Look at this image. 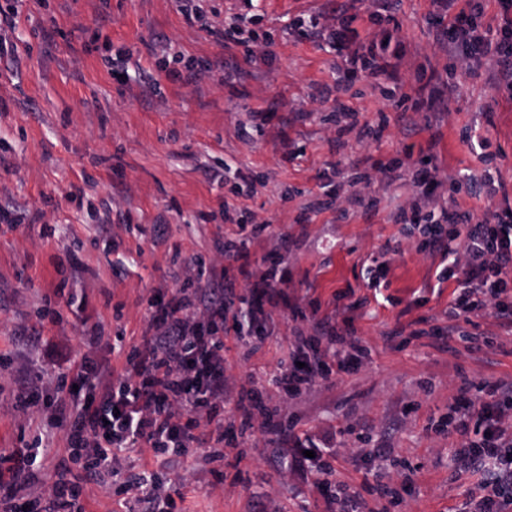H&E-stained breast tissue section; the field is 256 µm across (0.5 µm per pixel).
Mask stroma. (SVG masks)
I'll return each instance as SVG.
<instances>
[{
    "mask_svg": "<svg viewBox=\"0 0 512 512\" xmlns=\"http://www.w3.org/2000/svg\"><path fill=\"white\" fill-rule=\"evenodd\" d=\"M192 4L204 26L186 23L184 0H0V461L39 449L30 470L0 484V506L55 512L52 490L65 483L81 487L86 512H112L123 477L101 483L85 459L69 460L65 432L47 429L46 391L85 357L120 373L141 344L150 296L195 288V256L216 260L215 240L256 220L273 233L250 244L251 262L287 273L306 319L346 310L369 355L289 399L266 374L291 343V313L275 316L250 358L226 337L229 385L251 382L255 416L273 429L242 431L226 404L223 459L187 449L160 481L183 493L186 512H342L316 489L317 469L283 466L275 441L290 428L374 512H465L479 490L454 460L448 407L469 385L512 382V328L481 315L461 336L423 334L448 327L454 287L437 282L438 258L404 238L395 211L414 198L428 160L462 178L446 202L477 215L512 207L477 187L485 165L463 139L481 127L512 189V98L494 91L493 65L467 71L449 55L431 0H398L393 32L407 49L404 92L421 80L443 90L431 112L396 111L388 81L361 77L337 111L340 57L286 26L333 16L345 0ZM251 12L261 22L246 29L272 36L271 58L215 36L226 18ZM117 48L132 53L124 83L108 64ZM182 61L213 69L182 85L167 76ZM353 111L369 137L349 132ZM396 157L397 185L372 179L363 205L351 202L349 178ZM323 175L336 195L320 190ZM394 240L396 254L385 249ZM377 261L390 266L380 302L365 284Z\"/></svg>",
    "mask_w": 512,
    "mask_h": 512,
    "instance_id": "stroma-1",
    "label": "stroma"
}]
</instances>
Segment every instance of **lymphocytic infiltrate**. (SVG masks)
Masks as SVG:
<instances>
[{"label": "lymphocytic infiltrate", "instance_id": "obj_1", "mask_svg": "<svg viewBox=\"0 0 512 512\" xmlns=\"http://www.w3.org/2000/svg\"><path fill=\"white\" fill-rule=\"evenodd\" d=\"M377 10L367 20L375 32L367 53L355 46L360 39L358 14H341L326 21L312 19L316 36L343 55L336 91H349L356 75L399 82L406 56L402 43L392 40L382 23L393 0H376ZM433 0L447 13L441 40L462 66L473 68L496 58L500 86L512 94V0H498L500 21L481 27L482 0ZM446 181L426 170L417 180V206L400 210L399 217L414 225L420 248L438 255L439 280L460 284L448 312L449 319L493 309L512 325V209L481 216L448 209L439 199ZM224 264L209 271L205 284L193 292L180 289L158 294L148 302V325L138 355L127 358L118 383L106 380L100 365L82 360L57 378L58 386L72 385L70 400H57L65 413L68 403L77 412L69 419L68 444L73 455H85L94 477L117 476V466L128 453L143 448L183 455L195 445L218 449L224 442L219 424L227 399H234L245 425H252L255 395L240 388L229 395L224 376V337L249 334L252 350H259L273 330L275 312L288 309V292L275 268L247 264L246 239L227 241L221 251ZM251 282L247 306L234 304L235 279ZM349 343L354 358H337L336 347ZM366 350L349 316L328 317L311 329H294L287 351L277 360L272 378L289 397L299 396L316 382L329 381L333 371L348 372ZM454 434L461 441L458 458L483 476V493L470 512H512V387H477L449 408Z\"/></svg>", "mask_w": 512, "mask_h": 512}]
</instances>
